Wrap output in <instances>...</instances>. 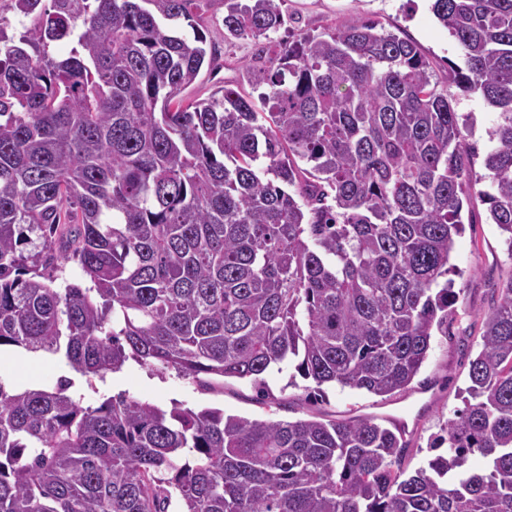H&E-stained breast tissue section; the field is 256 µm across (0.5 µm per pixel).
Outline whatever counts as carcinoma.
Instances as JSON below:
<instances>
[{"label": "carcinoma", "instance_id": "obj_1", "mask_svg": "<svg viewBox=\"0 0 512 512\" xmlns=\"http://www.w3.org/2000/svg\"><path fill=\"white\" fill-rule=\"evenodd\" d=\"M192 0H10L0 18V347L91 380L133 360L388 397L448 332L450 252L476 184L512 252V0H432L497 110L486 173L453 95L373 22L280 42L223 87ZM183 18L193 40L167 24ZM224 34L275 32L274 0H224ZM73 44L57 57L51 47ZM75 261L89 281L58 282ZM448 454L405 475L372 417L264 421L0 381V512H512V279L482 326ZM478 453L481 470L467 466Z\"/></svg>", "mask_w": 512, "mask_h": 512}]
</instances>
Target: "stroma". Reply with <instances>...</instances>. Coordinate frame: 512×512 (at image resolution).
<instances>
[{
    "instance_id": "obj_1",
    "label": "stroma",
    "mask_w": 512,
    "mask_h": 512,
    "mask_svg": "<svg viewBox=\"0 0 512 512\" xmlns=\"http://www.w3.org/2000/svg\"><path fill=\"white\" fill-rule=\"evenodd\" d=\"M284 23L264 38H226L224 0H194L190 10L207 36L214 61L203 67L196 82L179 94L190 102L209 97L228 86L251 93L245 66L270 43L292 40L299 35L319 34L372 20L387 30L415 41L428 58L433 79L447 86L449 68L462 64L457 44L439 24L430 0H275ZM454 108L467 127V141L479 161L490 148L487 132L497 114L480 97L457 95ZM481 182L462 211L463 231L456 235L450 262L458 270L454 290L456 315L447 332H435L428 356L412 383L403 391L383 399L337 385L316 386L303 379L295 367L270 370L264 387L248 379L228 378L204 386L171 368H147L127 362L117 372L87 382L59 356L32 353L12 347L0 348V379L22 390L31 386L55 387L69 381V391L83 405L97 406L103 398L126 397L171 408L173 404L201 409L219 408L225 413L250 419L293 421L321 417L348 420L373 416L386 425L404 422L409 448L403 461L406 473L426 467L439 455L437 439L448 419L464 407L471 360L481 349L482 322L497 301L503 283L512 277V255L500 232L491 224L488 206L481 196L488 190Z\"/></svg>"
}]
</instances>
